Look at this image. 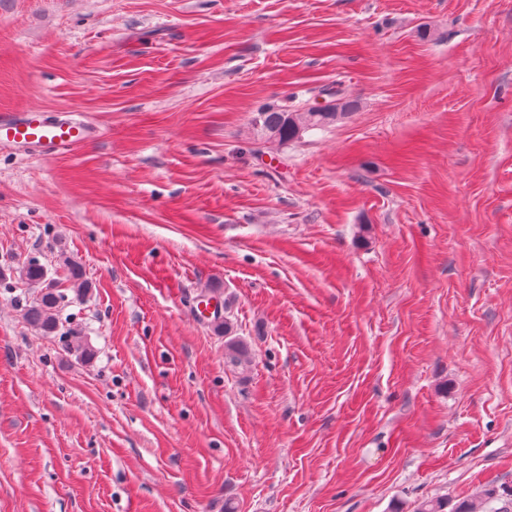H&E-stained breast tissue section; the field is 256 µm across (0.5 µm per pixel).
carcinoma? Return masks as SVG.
Segmentation results:
<instances>
[{
  "label": "carcinoma",
  "instance_id": "obj_1",
  "mask_svg": "<svg viewBox=\"0 0 512 512\" xmlns=\"http://www.w3.org/2000/svg\"><path fill=\"white\" fill-rule=\"evenodd\" d=\"M356 107L355 102L344 100L326 112H316L308 108L302 112H290L288 109L267 104L260 108L252 120L260 140L278 147L297 139L306 130L319 129L346 117ZM47 276L43 265L31 260L22 266L20 278L27 284H42ZM68 303V295L54 287L40 290V295L25 309V319L32 327L47 336H53L63 349L75 352L85 358L93 356L92 349L80 336L74 326H64L59 320V312ZM227 356L238 364L249 362L248 348L240 341L225 343ZM493 502L502 503L498 509L490 508ZM448 499H425L417 504L413 512H446ZM453 512H512V489L499 491L493 487L485 488L474 497L460 502Z\"/></svg>",
  "mask_w": 512,
  "mask_h": 512
}]
</instances>
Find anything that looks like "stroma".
Returning <instances> with one entry per match:
<instances>
[{"mask_svg":"<svg viewBox=\"0 0 512 512\" xmlns=\"http://www.w3.org/2000/svg\"><path fill=\"white\" fill-rule=\"evenodd\" d=\"M356 101L259 144L263 105ZM0 512H412L512 487V0H0ZM92 283L24 319L19 269ZM215 295L250 353L229 361ZM40 110L0 114V147L49 156L68 146L95 141L98 130L74 119H44ZM68 303V295L50 286L40 290V295L25 309V319L32 327L47 336H54L63 349L85 358L94 353L84 342L80 331L69 324L65 328L59 320V312Z\"/></svg>","mask_w":512,"mask_h":512,"instance_id":"1","label":"stroma"}]
</instances>
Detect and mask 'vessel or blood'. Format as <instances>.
<instances>
[{"instance_id":"b4317fda","label":"vessel or blood","mask_w":512,"mask_h":512,"mask_svg":"<svg viewBox=\"0 0 512 512\" xmlns=\"http://www.w3.org/2000/svg\"><path fill=\"white\" fill-rule=\"evenodd\" d=\"M97 137L98 131L91 124L74 119L48 120L37 109L0 114L1 148L49 156L69 146L91 143Z\"/></svg>"}]
</instances>
